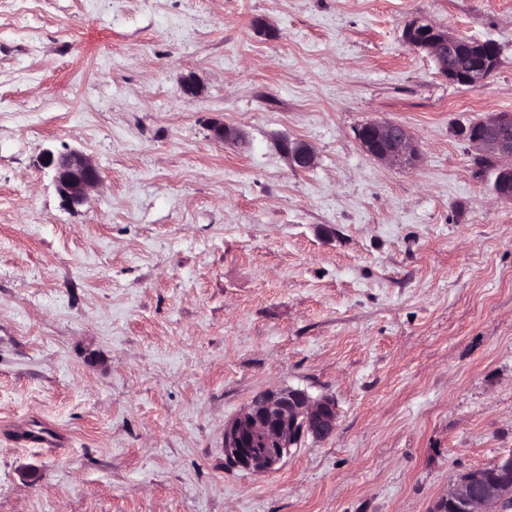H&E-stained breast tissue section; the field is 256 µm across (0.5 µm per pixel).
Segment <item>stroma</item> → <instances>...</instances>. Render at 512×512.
Instances as JSON below:
<instances>
[{
    "label": "stroma",
    "instance_id": "stroma-1",
    "mask_svg": "<svg viewBox=\"0 0 512 512\" xmlns=\"http://www.w3.org/2000/svg\"><path fill=\"white\" fill-rule=\"evenodd\" d=\"M414 19L498 69L449 83ZM495 112L512 0H0V512H429L512 453V204L462 135ZM66 146L101 177L73 211L37 169ZM286 386L333 437L227 469L225 422ZM403 39L412 50L425 52L439 74L456 85L476 87L486 81L498 65L499 50L493 41L466 38L431 22L411 21L404 30ZM460 55H466L468 63L458 69L450 61ZM452 63L462 65L464 60L456 58ZM355 139L371 158L402 168H414L420 160V151L402 125L392 121L373 120L355 130ZM287 147L280 144V149L286 156L288 155V162L295 170H306L313 166L315 162V154L312 148L306 142L296 140L288 142Z\"/></svg>",
    "mask_w": 512,
    "mask_h": 512
}]
</instances>
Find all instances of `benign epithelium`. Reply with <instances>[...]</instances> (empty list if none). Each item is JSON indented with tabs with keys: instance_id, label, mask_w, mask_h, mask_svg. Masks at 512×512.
<instances>
[{
	"instance_id": "benign-epithelium-1",
	"label": "benign epithelium",
	"mask_w": 512,
	"mask_h": 512,
	"mask_svg": "<svg viewBox=\"0 0 512 512\" xmlns=\"http://www.w3.org/2000/svg\"><path fill=\"white\" fill-rule=\"evenodd\" d=\"M403 39L411 49L426 53L439 74L456 85L476 87L498 65L496 43L466 38L431 22L411 21ZM460 55L467 56L468 63L458 69L450 61ZM211 133L224 143L241 137L237 128L222 123L213 125ZM465 138L476 150V158L492 160L493 191L512 203V113H493L471 124L465 129ZM355 139L367 155L386 164L410 169L420 160L409 131L392 121L366 122L355 130ZM288 162L296 170H306L313 166L315 154L309 144L296 140L288 143ZM40 168L51 174L63 205L71 209L84 205L101 182L96 165L77 149L46 151ZM337 420L336 402L329 396L314 397L305 389L290 386L262 392L225 423L226 461L252 473L276 471L306 439L319 442L332 437ZM511 495L512 486L507 482L489 484L473 469L452 480L438 503L448 501L457 512H499L500 502Z\"/></svg>"
}]
</instances>
